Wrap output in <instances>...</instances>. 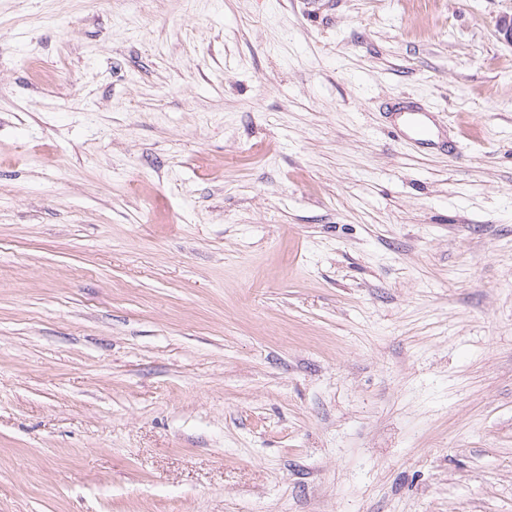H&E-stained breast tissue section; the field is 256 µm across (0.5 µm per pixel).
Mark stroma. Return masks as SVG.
I'll return each mask as SVG.
<instances>
[{
  "mask_svg": "<svg viewBox=\"0 0 512 512\" xmlns=\"http://www.w3.org/2000/svg\"><path fill=\"white\" fill-rule=\"evenodd\" d=\"M510 14L0 0V512H512Z\"/></svg>",
  "mask_w": 512,
  "mask_h": 512,
  "instance_id": "1",
  "label": "stroma"
}]
</instances>
